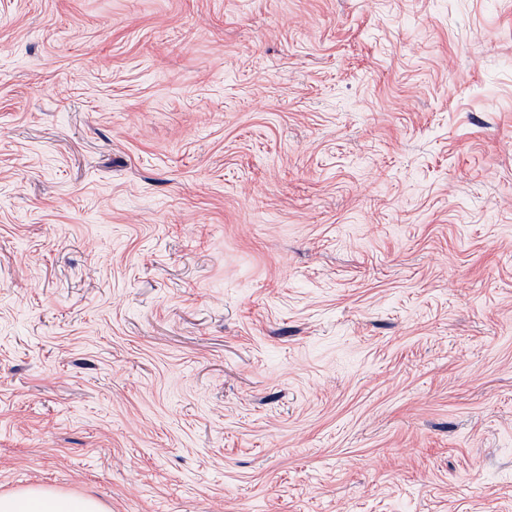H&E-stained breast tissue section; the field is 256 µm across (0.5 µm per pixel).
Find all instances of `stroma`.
<instances>
[{"mask_svg": "<svg viewBox=\"0 0 512 512\" xmlns=\"http://www.w3.org/2000/svg\"><path fill=\"white\" fill-rule=\"evenodd\" d=\"M512 512V0H0V493Z\"/></svg>", "mask_w": 512, "mask_h": 512, "instance_id": "stroma-1", "label": "stroma"}]
</instances>
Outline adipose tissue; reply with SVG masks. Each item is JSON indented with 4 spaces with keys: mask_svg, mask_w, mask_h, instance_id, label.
Returning <instances> with one entry per match:
<instances>
[{
    "mask_svg": "<svg viewBox=\"0 0 512 512\" xmlns=\"http://www.w3.org/2000/svg\"><path fill=\"white\" fill-rule=\"evenodd\" d=\"M0 512H111L87 496L43 486L0 494Z\"/></svg>",
    "mask_w": 512,
    "mask_h": 512,
    "instance_id": "ef3b65f1",
    "label": "adipose tissue"
}]
</instances>
